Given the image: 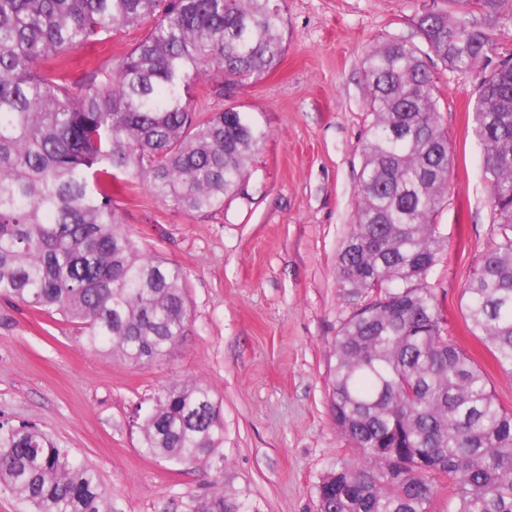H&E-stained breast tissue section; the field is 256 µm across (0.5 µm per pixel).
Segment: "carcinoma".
<instances>
[{
  "label": "carcinoma",
  "instance_id": "1",
  "mask_svg": "<svg viewBox=\"0 0 512 512\" xmlns=\"http://www.w3.org/2000/svg\"><path fill=\"white\" fill-rule=\"evenodd\" d=\"M423 8L426 50L393 38L363 62L369 136L355 222L336 261L361 300L332 349L331 414L359 457L316 485L315 512H512V410L445 334L427 285L447 241L433 215L448 180L425 58L467 72L512 29V0ZM279 0H0V297L76 323L85 343L134 364L165 359L189 323L186 274L143 254L115 196L135 180L161 202L204 214L239 193L266 138L234 109L200 112L191 85L217 96L262 77L285 45ZM147 28L103 73L59 71L69 49ZM473 132L484 147L500 240L463 298L472 334L512 378V58L479 85ZM141 448L183 466L224 443L210 387L173 383L141 426ZM0 484L30 512H109L99 472L29 423L0 421ZM195 512H244L219 496Z\"/></svg>",
  "mask_w": 512,
  "mask_h": 512
}]
</instances>
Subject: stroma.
Returning a JSON list of instances; mask_svg holds the SVG:
<instances>
[{
	"label": "stroma",
	"instance_id": "35a3bbf8",
	"mask_svg": "<svg viewBox=\"0 0 512 512\" xmlns=\"http://www.w3.org/2000/svg\"><path fill=\"white\" fill-rule=\"evenodd\" d=\"M452 0H282L285 52L258 80L217 97L266 133L240 192L199 216L134 183L117 196L142 250L186 273L191 317L172 353L151 365L90 351L77 324L0 298V420L37 423L100 473L112 512H193L224 493L250 512H314L320 477L353 458L329 404V350L353 305L336 257L354 223L368 129L363 61L402 36L419 41L423 6ZM112 32L68 53L67 80L109 70L141 38ZM448 134L445 203L433 221L448 241L428 283L446 329L482 366L498 402L512 409V378L470 334L463 290L498 238L484 147L473 133L481 68L428 65ZM199 379L224 414V469L179 466L145 454L140 426L165 386Z\"/></svg>",
	"mask_w": 512,
	"mask_h": 512
}]
</instances>
